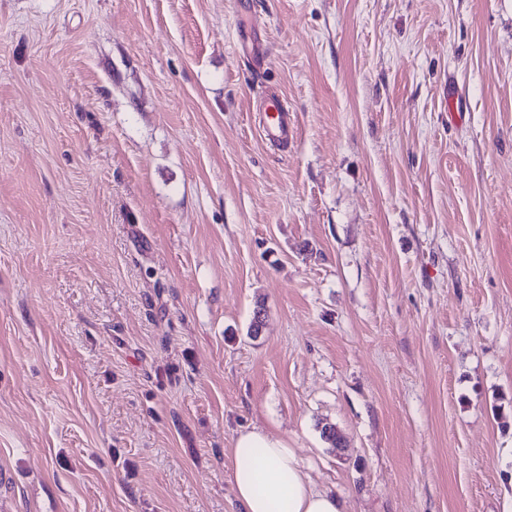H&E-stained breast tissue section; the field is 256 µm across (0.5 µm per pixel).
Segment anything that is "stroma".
<instances>
[{
  "label": "stroma",
  "instance_id": "stroma-1",
  "mask_svg": "<svg viewBox=\"0 0 512 512\" xmlns=\"http://www.w3.org/2000/svg\"><path fill=\"white\" fill-rule=\"evenodd\" d=\"M254 427L512 512V0H0V512H240ZM264 132L268 140L280 145L288 140V106L279 98L271 94L263 101Z\"/></svg>",
  "mask_w": 512,
  "mask_h": 512
}]
</instances>
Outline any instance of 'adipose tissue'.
Returning a JSON list of instances; mask_svg holds the SVG:
<instances>
[{
  "mask_svg": "<svg viewBox=\"0 0 512 512\" xmlns=\"http://www.w3.org/2000/svg\"><path fill=\"white\" fill-rule=\"evenodd\" d=\"M232 454L241 512H342L335 495L312 486L294 449L253 429L237 434Z\"/></svg>",
  "mask_w": 512,
  "mask_h": 512,
  "instance_id": "1",
  "label": "adipose tissue"
}]
</instances>
